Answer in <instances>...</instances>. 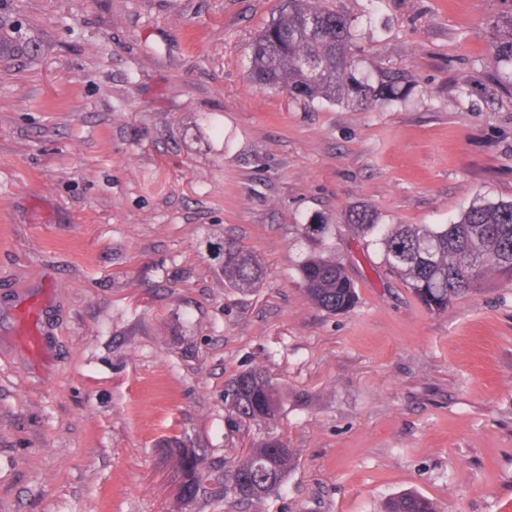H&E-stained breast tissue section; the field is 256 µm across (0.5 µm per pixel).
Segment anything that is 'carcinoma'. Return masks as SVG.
I'll return each mask as SVG.
<instances>
[{"label":"carcinoma","mask_w":512,"mask_h":512,"mask_svg":"<svg viewBox=\"0 0 512 512\" xmlns=\"http://www.w3.org/2000/svg\"><path fill=\"white\" fill-rule=\"evenodd\" d=\"M492 60L499 84L512 92V10L495 20ZM354 20L330 11L320 0H282L281 8L251 45L250 76L263 87L292 98L348 103L364 109L384 106L401 93L405 75L382 76L375 84L356 76ZM36 59L26 33L0 16V57ZM376 209L355 206L344 222L370 239L415 298L430 312L448 309L460 295L492 276L512 286V200L477 202L449 224H379ZM312 249L297 269L309 301L330 313H346L357 304L354 283L328 254L332 225L304 224ZM265 271L259 260L233 239L224 240V282L241 291L259 287ZM225 403L242 419L271 423L281 412L278 388L266 371L254 366L238 374L224 392ZM296 459L293 448L276 436L253 444L237 461L228 480L235 498L258 503L278 490ZM181 478L180 495L193 501L199 487L200 460L188 448L170 455ZM385 512H437L435 503L416 493L393 497Z\"/></svg>","instance_id":"cac0c4a2"}]
</instances>
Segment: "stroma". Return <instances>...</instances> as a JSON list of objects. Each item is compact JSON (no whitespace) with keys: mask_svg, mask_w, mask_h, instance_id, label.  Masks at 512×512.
<instances>
[{"mask_svg":"<svg viewBox=\"0 0 512 512\" xmlns=\"http://www.w3.org/2000/svg\"><path fill=\"white\" fill-rule=\"evenodd\" d=\"M354 19L360 75L404 99L363 110L249 78L280 0H0L38 46L0 60V512H439L512 502V287L429 312L344 222L447 224L512 200V96L491 81L512 0H323ZM358 293L313 306L300 227ZM263 263L224 282L225 239ZM43 337L33 356L24 344ZM262 366L283 395L241 423L229 379ZM297 461L254 504L224 491L243 449ZM202 460L177 495L171 441ZM385 512H438L435 503L416 493H404L393 497Z\"/></svg>","mask_w":512,"mask_h":512,"instance_id":"1","label":"stroma"}]
</instances>
